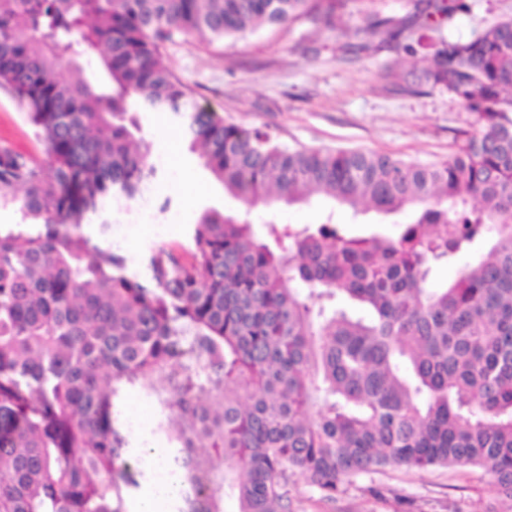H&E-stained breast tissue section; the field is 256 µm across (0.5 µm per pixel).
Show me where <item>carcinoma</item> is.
Listing matches in <instances>:
<instances>
[{"mask_svg":"<svg viewBox=\"0 0 512 512\" xmlns=\"http://www.w3.org/2000/svg\"><path fill=\"white\" fill-rule=\"evenodd\" d=\"M345 0H0V88L47 159L0 144V512H127L125 395L155 405L195 512H290L298 472L333 499L384 467L471 466L512 502V17L468 42L424 32L466 0H413L361 31L430 49L421 84L474 131L431 165L289 148L200 109L161 62L174 36L242 38L331 22ZM100 59L105 92L77 60ZM70 76L60 78L62 65ZM180 116L192 151L243 209L203 211L146 272L84 230L106 197L152 175L140 112ZM324 195L358 215L408 214L393 236L266 222L261 205ZM482 250L455 280L439 264ZM343 298L366 310L336 307Z\"/></svg>","mask_w":512,"mask_h":512,"instance_id":"cac0c4a2","label":"carcinoma"}]
</instances>
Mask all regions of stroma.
I'll return each mask as SVG.
<instances>
[{
  "mask_svg": "<svg viewBox=\"0 0 512 512\" xmlns=\"http://www.w3.org/2000/svg\"><path fill=\"white\" fill-rule=\"evenodd\" d=\"M467 3L468 10L429 31V38L468 41L512 16V0ZM361 8L360 0H347L334 23L264 28L242 40L178 38L166 43L163 59L199 106L224 121L263 128L285 146L385 151L419 164L447 160L458 131L471 127L469 111L448 91L426 87L408 93L387 83L384 75L390 70L416 81L430 64L424 50L412 54L404 43L376 39L354 52L362 41L357 33ZM139 120L152 159L166 166L158 181L159 199L171 202L165 238H156L151 225L117 218L108 198L85 219L91 235L100 224L117 222L115 248L134 270L159 241L184 240L203 210L230 212L240 206L182 143V129L172 113L143 112ZM0 143L39 158L45 155L24 113L2 89ZM327 208L316 198L307 205L255 210L252 220L261 233L271 219L297 226L320 223ZM288 492L292 512H512V503L499 496L491 476L475 467L387 468L354 478L331 500L295 474Z\"/></svg>",
  "mask_w": 512,
  "mask_h": 512,
  "instance_id": "1",
  "label": "stroma"
}]
</instances>
